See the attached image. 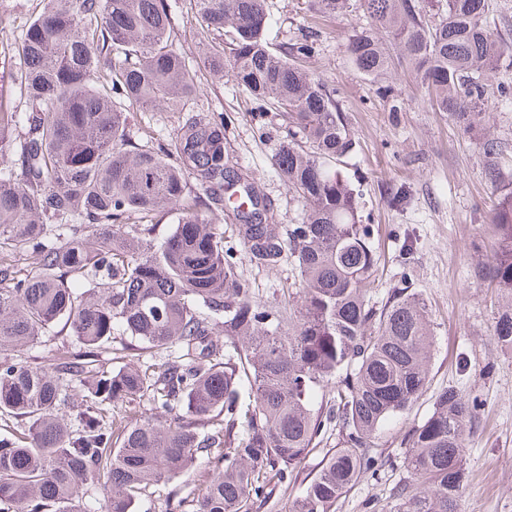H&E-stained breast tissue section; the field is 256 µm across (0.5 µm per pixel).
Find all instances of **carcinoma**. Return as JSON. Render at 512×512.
Returning a JSON list of instances; mask_svg holds the SVG:
<instances>
[{
	"label": "carcinoma",
	"mask_w": 512,
	"mask_h": 512,
	"mask_svg": "<svg viewBox=\"0 0 512 512\" xmlns=\"http://www.w3.org/2000/svg\"><path fill=\"white\" fill-rule=\"evenodd\" d=\"M217 78L239 86L287 121L273 159L303 206L301 222L273 224L255 179L231 164L224 119L189 112L171 143L137 141L130 106H171L198 93L196 71L173 47L168 0H44L23 32L21 82L31 108L0 103V149L24 129L0 168V512H98L88 487L110 486L106 512H134L135 498L210 468L190 512H250L269 488L297 477L335 425L327 457L289 512H333L336 501L382 460L371 438L426 390L431 324L406 286L377 308L366 284L377 258L361 201L340 164L357 148L339 101L303 69L316 52L306 36L280 51L265 37L268 0H194ZM383 43L348 39L355 69L377 83L403 59L431 106L465 132L485 125L488 104H512L509 21L496 0H360ZM350 0H308L335 15ZM505 142L485 129V179L495 196L497 249L476 276L509 299L494 335L512 347V170ZM180 209L174 233L150 244L155 218ZM238 226L249 261L295 273L288 303L256 296L224 246ZM66 231L51 239V225ZM33 259L28 273L17 265ZM66 329L78 347L35 362L47 334ZM123 344V366L99 364ZM172 350L149 365L146 351ZM248 400L241 399L242 391ZM330 395L314 404L317 392ZM76 413L67 411L75 398ZM146 401L161 415L128 424L112 406ZM475 407L441 392L433 412L404 437L411 479L390 512H458L467 479L466 436Z\"/></svg>",
	"instance_id": "cac0c4a2"
}]
</instances>
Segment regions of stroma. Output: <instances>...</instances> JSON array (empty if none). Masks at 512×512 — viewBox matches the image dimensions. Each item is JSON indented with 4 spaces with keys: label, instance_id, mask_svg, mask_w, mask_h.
I'll return each mask as SVG.
<instances>
[{
    "label": "stroma",
    "instance_id": "obj_1",
    "mask_svg": "<svg viewBox=\"0 0 512 512\" xmlns=\"http://www.w3.org/2000/svg\"><path fill=\"white\" fill-rule=\"evenodd\" d=\"M174 46L196 69L200 90L174 109L131 107L132 129L139 138L169 143L183 113L209 110L224 119V142L235 164L246 167L271 200V220L294 223L301 204L277 175L272 156L281 136L276 110L253 99L232 77L211 78L202 49L201 27L189 0H170ZM43 10L42 0H0V102L26 112L29 99L20 81L18 38ZM267 40L273 49L293 42L302 27L321 33V42L305 68L336 93L358 146L345 171L361 180L370 241L379 260L368 283L375 305L392 288L409 286L424 299L433 327L429 383L412 405L380 430L371 446L388 466L363 474L337 502L335 512H389L393 487L407 480L402 440L429 416L439 393L456 387L475 404L469 428V479L458 512H512V348L493 334L500 299L476 280L474 267L496 249L491 224L494 196L485 181L478 133H463L455 122L432 111L410 64L396 66L390 83L406 109L392 112L373 85L351 64L349 35L367 28L361 8L333 16H310L306 0H269ZM405 187L397 208L387 202L389 189ZM239 270L258 297L283 300L293 282L288 265L258 269L250 265L234 225L224 227ZM336 428L302 464L296 481L276 486L270 497L254 502L252 512H288L306 479L325 455L339 448ZM207 462L172 481L151 487L136 512H171L178 500L192 498L203 484Z\"/></svg>",
    "mask_w": 512,
    "mask_h": 512
}]
</instances>
